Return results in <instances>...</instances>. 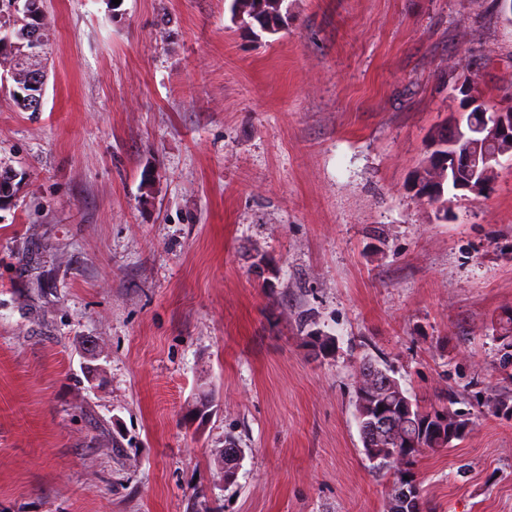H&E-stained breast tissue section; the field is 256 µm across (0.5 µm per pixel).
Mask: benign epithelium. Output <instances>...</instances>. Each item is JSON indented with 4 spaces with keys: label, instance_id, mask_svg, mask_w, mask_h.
I'll list each match as a JSON object with an SVG mask.
<instances>
[{
    "label": "benign epithelium",
    "instance_id": "obj_1",
    "mask_svg": "<svg viewBox=\"0 0 512 512\" xmlns=\"http://www.w3.org/2000/svg\"><path fill=\"white\" fill-rule=\"evenodd\" d=\"M3 18L9 22L3 27L11 31L20 27V46L27 70L24 82L15 90L19 103L28 112H40L44 105V95L48 80V60L45 45L47 27L44 9L34 7L21 0H11ZM512 144V109L504 107L481 123L453 121L448 126L433 133L431 147L448 148L447 169H442L440 155L430 154L425 169L435 173L431 182L439 181V174L448 175L455 181L456 188L480 196L489 188L488 174L499 162V145ZM15 176L12 172L0 171V204L15 196Z\"/></svg>",
    "mask_w": 512,
    "mask_h": 512
}]
</instances>
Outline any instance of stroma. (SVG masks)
I'll list each match as a JSON object with an SVG mask.
<instances>
[{
    "mask_svg": "<svg viewBox=\"0 0 512 512\" xmlns=\"http://www.w3.org/2000/svg\"><path fill=\"white\" fill-rule=\"evenodd\" d=\"M230 6L46 0L44 109L0 92V512H385L367 356L468 421L414 464L422 512H512V157L482 196L412 190L462 82L512 105V16L288 0L257 40Z\"/></svg>",
    "mask_w": 512,
    "mask_h": 512,
    "instance_id": "35a3bbf8",
    "label": "stroma"
}]
</instances>
